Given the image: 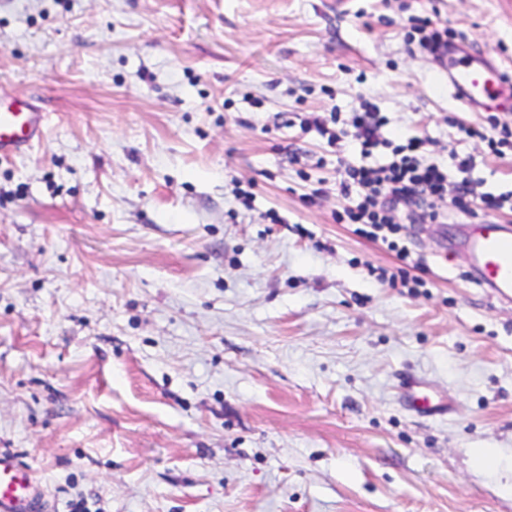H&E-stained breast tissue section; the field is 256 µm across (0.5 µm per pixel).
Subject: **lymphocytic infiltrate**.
Returning <instances> with one entry per match:
<instances>
[{"label": "lymphocytic infiltrate", "mask_w": 512, "mask_h": 512, "mask_svg": "<svg viewBox=\"0 0 512 512\" xmlns=\"http://www.w3.org/2000/svg\"><path fill=\"white\" fill-rule=\"evenodd\" d=\"M422 146L421 140L411 139L397 146L386 164L347 168L349 182L344 190L354 200L347 210L351 221L376 231L391 227L392 219L380 205L384 199L393 205L401 201L421 203L424 217L434 223L444 222L448 217L444 198H451L455 206H464L473 193L472 184L464 180L449 186L447 169L422 162Z\"/></svg>", "instance_id": "obj_1"}]
</instances>
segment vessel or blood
I'll use <instances>...</instances> for the list:
<instances>
[{
    "label": "vessel or blood",
    "mask_w": 512,
    "mask_h": 512,
    "mask_svg": "<svg viewBox=\"0 0 512 512\" xmlns=\"http://www.w3.org/2000/svg\"><path fill=\"white\" fill-rule=\"evenodd\" d=\"M444 74L453 99L470 110L497 107L512 83L486 57L449 64ZM46 115L21 94H0V158L27 152L43 136ZM463 246L482 282L500 301H512V236L489 222L466 232ZM403 395L411 407L441 412L442 403L432 401L417 381H406ZM44 491L33 473L9 453L0 452V512H42Z\"/></svg>",
    "instance_id": "obj_1"
}]
</instances>
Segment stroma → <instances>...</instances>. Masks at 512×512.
<instances>
[{"label":"stroma","instance_id":"35a3bbf8","mask_svg":"<svg viewBox=\"0 0 512 512\" xmlns=\"http://www.w3.org/2000/svg\"><path fill=\"white\" fill-rule=\"evenodd\" d=\"M414 16L512 76V0H0V90L47 115L0 158V448L51 512H512V302L460 243L512 210H395L405 265L345 214L409 137L512 193V112L449 96ZM364 100L371 153L309 123ZM423 384L419 381H406L403 384V395L411 407L421 408L425 411L432 413H440L443 410V404L440 402H433L429 397L424 395L420 388Z\"/></svg>","mask_w":512,"mask_h":512}]
</instances>
